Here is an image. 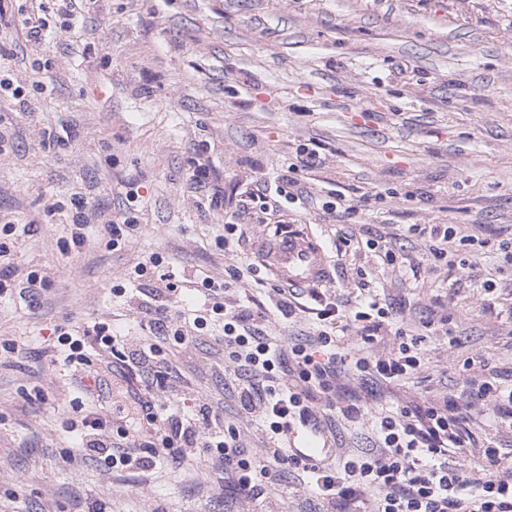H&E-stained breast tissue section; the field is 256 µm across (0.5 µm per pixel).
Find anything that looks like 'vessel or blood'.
I'll use <instances>...</instances> for the list:
<instances>
[{
    "instance_id": "obj_1",
    "label": "vessel or blood",
    "mask_w": 512,
    "mask_h": 512,
    "mask_svg": "<svg viewBox=\"0 0 512 512\" xmlns=\"http://www.w3.org/2000/svg\"><path fill=\"white\" fill-rule=\"evenodd\" d=\"M268 262L273 273L292 288H308L326 283L330 270L324 247L303 233L281 234L273 241ZM292 451L300 459L316 461L329 441L321 431L309 429L290 439Z\"/></svg>"
}]
</instances>
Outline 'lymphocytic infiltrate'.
<instances>
[{"mask_svg":"<svg viewBox=\"0 0 512 512\" xmlns=\"http://www.w3.org/2000/svg\"><path fill=\"white\" fill-rule=\"evenodd\" d=\"M273 196L289 204L315 202L296 178L285 174L251 181L239 210L224 216L225 252H232L238 226L251 205ZM408 233L424 241L426 256L434 260L458 255L461 247L475 242L469 235L456 236L453 227L445 224H413ZM457 268L465 275L473 265L459 257ZM259 272L257 263L240 261L225 266L222 284L203 279L205 302L201 314L194 317L170 313L164 303L147 308L156 338L149 346L118 348L109 325L98 322L79 338L58 329L56 348L69 363L90 367L98 383L103 374L93 364L88 341H95L134 371L155 362L161 353L159 343L167 337L186 342L184 324L198 330L218 324L229 369L238 382L242 411L264 421L261 452L246 448L242 426L224 422L206 406L189 420L171 413L166 426L140 430L137 412H152L154 405L139 400L127 412L118 443L108 435L104 417L92 411L82 415L81 444L87 455L112 465L147 468L157 459L177 460L185 449L201 446L225 473L235 477L244 498L259 499L278 473L298 470L306 474L311 493L330 512H512V464L495 438H487L481 446L483 473L471 472L462 461L450 459L456 450L470 445L469 422L481 406H493L504 419L512 420V383H506L503 375L485 373L470 359L461 368L460 402L427 399L385 406L367 415L374 435L371 448L353 453L332 448L324 461L315 463L295 456L288 435L297 426L321 424L332 411L348 421L364 416L346 396L349 381H357L363 392L374 397L382 387L418 374L426 360L424 336L409 323L394 320L390 303L375 297L339 302L319 288L278 289L279 299L271 310L259 303L227 305L230 289L251 282L263 285ZM311 300L318 309L305 333L287 340L268 333L271 311L290 320L307 312ZM388 334L394 337L392 346L379 349V337Z\"/></svg>","mask_w":512,"mask_h":512,"instance_id":"lymphocytic-infiltrate-1","label":"lymphocytic infiltrate"}]
</instances>
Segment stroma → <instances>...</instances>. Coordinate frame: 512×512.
Wrapping results in <instances>:
<instances>
[{
    "label": "stroma",
    "instance_id": "1",
    "mask_svg": "<svg viewBox=\"0 0 512 512\" xmlns=\"http://www.w3.org/2000/svg\"><path fill=\"white\" fill-rule=\"evenodd\" d=\"M40 7L51 32L35 45L22 21ZM54 9L0 7V73L28 99L23 111L0 102V225L27 228L12 249L20 273L50 277L38 298L0 295V341L22 350L0 354V512H84L94 501L107 512H319L297 471L282 474V491L245 500L207 449L181 465L112 469L66 430L88 380L58 360L54 329L105 321L121 344L153 342L141 311L149 282L127 272L155 252L174 273L220 282L234 258L262 256L283 220L325 247L338 300L364 283L411 323L448 315V333L424 342L421 374L391 385L393 400L459 395L469 358L512 371V264L490 245L469 252L467 283L424 261L416 239L389 268L364 247L336 252L350 235L409 224L490 244L512 235V0H97L71 29ZM302 146L321 157L296 173L317 206L252 214L226 255L225 208ZM198 161L212 180L195 193ZM130 180L140 229L112 249L107 228ZM76 193L96 217L85 245L65 253ZM339 195L357 205L355 222L322 210ZM117 284L124 296H113ZM452 333L466 344L449 347ZM167 358L170 389L148 391L156 409L189 417L207 403L243 423L216 332Z\"/></svg>",
    "mask_w": 512,
    "mask_h": 512
}]
</instances>
